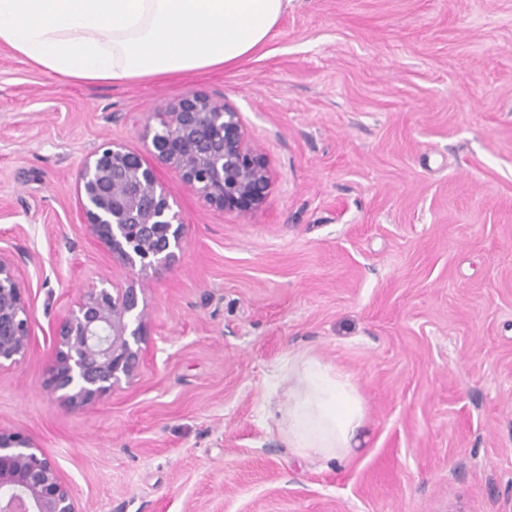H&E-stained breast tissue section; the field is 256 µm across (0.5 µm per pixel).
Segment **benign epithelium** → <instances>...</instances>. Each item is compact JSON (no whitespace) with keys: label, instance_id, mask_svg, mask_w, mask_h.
Masks as SVG:
<instances>
[{"label":"benign epithelium","instance_id":"1","mask_svg":"<svg viewBox=\"0 0 512 512\" xmlns=\"http://www.w3.org/2000/svg\"><path fill=\"white\" fill-rule=\"evenodd\" d=\"M149 152L186 186L223 213L262 208L273 176L229 103L186 93L144 124ZM82 224L126 267L145 275L185 248V224L156 170L114 140L103 142L76 181ZM32 310L14 260L0 252V370L28 353ZM147 306L135 285L92 286L57 322L49 385L73 409L91 405L130 381L146 343ZM0 512H82L58 465L27 434L0 430Z\"/></svg>","mask_w":512,"mask_h":512}]
</instances>
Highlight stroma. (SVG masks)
<instances>
[{
    "label": "stroma",
    "mask_w": 512,
    "mask_h": 512,
    "mask_svg": "<svg viewBox=\"0 0 512 512\" xmlns=\"http://www.w3.org/2000/svg\"><path fill=\"white\" fill-rule=\"evenodd\" d=\"M228 101L274 175L224 214L172 172L188 244L146 278L81 226L107 139L188 91ZM0 251L33 308L0 371V429L29 434L84 512H512V0H292L236 65L78 82L0 47ZM141 288L133 380L74 410L51 331L101 280ZM349 375L356 445L289 448V358Z\"/></svg>",
    "instance_id": "obj_1"
}]
</instances>
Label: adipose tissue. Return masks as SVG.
<instances>
[{"instance_id":"adipose-tissue-1","label":"adipose tissue","mask_w":512,"mask_h":512,"mask_svg":"<svg viewBox=\"0 0 512 512\" xmlns=\"http://www.w3.org/2000/svg\"><path fill=\"white\" fill-rule=\"evenodd\" d=\"M289 0H0V46L44 71L92 82L185 74L265 45ZM289 447L326 460L352 447L364 405L321 360L288 364Z\"/></svg>"}]
</instances>
